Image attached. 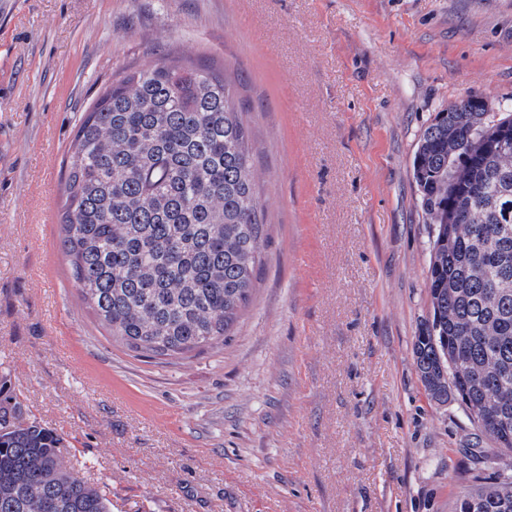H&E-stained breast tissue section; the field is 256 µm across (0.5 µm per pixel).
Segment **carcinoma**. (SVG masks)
<instances>
[{"instance_id":"cac0c4a2","label":"carcinoma","mask_w":512,"mask_h":512,"mask_svg":"<svg viewBox=\"0 0 512 512\" xmlns=\"http://www.w3.org/2000/svg\"><path fill=\"white\" fill-rule=\"evenodd\" d=\"M235 82L212 64L132 66L86 109L64 160L61 247L81 299L135 358L218 349L263 266L266 216ZM511 112L466 99L435 113L412 160L432 229L431 321L416 337L432 399L512 453V150L488 146ZM63 437L27 417L0 376V512H110ZM456 512H512V475L463 491Z\"/></svg>"}]
</instances>
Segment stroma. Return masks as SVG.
<instances>
[{
  "instance_id": "stroma-1",
  "label": "stroma",
  "mask_w": 512,
  "mask_h": 512,
  "mask_svg": "<svg viewBox=\"0 0 512 512\" xmlns=\"http://www.w3.org/2000/svg\"><path fill=\"white\" fill-rule=\"evenodd\" d=\"M171 53L243 76L267 242L224 348L167 363L80 301L60 215L78 117ZM469 95L512 111V0H0V374L112 512H455L512 466L413 356V153Z\"/></svg>"
}]
</instances>
